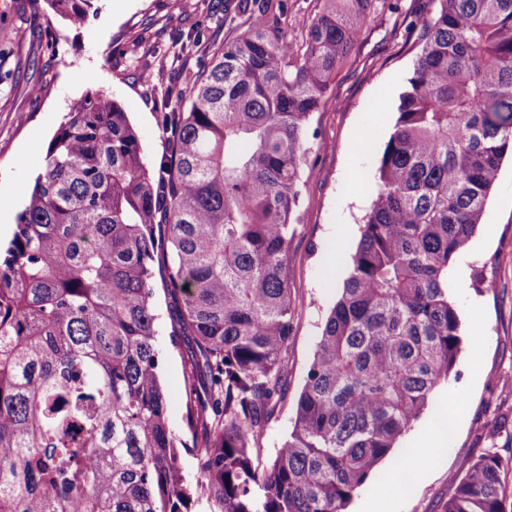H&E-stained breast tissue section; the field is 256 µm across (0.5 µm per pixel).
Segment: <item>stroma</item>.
Returning <instances> with one entry per match:
<instances>
[{
	"label": "stroma",
	"instance_id": "1",
	"mask_svg": "<svg viewBox=\"0 0 512 512\" xmlns=\"http://www.w3.org/2000/svg\"><path fill=\"white\" fill-rule=\"evenodd\" d=\"M225 0H96L83 25L53 16L46 0H0V241L12 237L16 216L41 173L47 146L71 107L99 93L119 102L144 151L166 152L160 105L177 70L197 71L213 46L235 38L241 17ZM433 0H376L368 23L308 126L309 152L288 274L297 316L288 350L287 392L261 441L269 462L291 430L303 378L321 327L355 252L376 188L382 151L397 119L399 97L418 52L420 21ZM201 28L194 55L178 60L172 29ZM464 282L451 296L462 322L452 373L435 393L438 408L464 402L465 417L445 452L405 490L395 512H444L454 492L449 474L464 475L486 451L512 457V155H506L476 234L453 261ZM487 277L494 290L479 284ZM162 383L171 398L172 428L186 434L188 349L171 345L170 310L156 299ZM479 354H472V347Z\"/></svg>",
	"mask_w": 512,
	"mask_h": 512
}]
</instances>
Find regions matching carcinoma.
Masks as SVG:
<instances>
[{
	"mask_svg": "<svg viewBox=\"0 0 512 512\" xmlns=\"http://www.w3.org/2000/svg\"><path fill=\"white\" fill-rule=\"evenodd\" d=\"M47 2L72 21L94 0ZM437 2L292 430L263 467L307 127L373 0H324L298 43L288 0H254L168 91L158 158L117 101L71 108L0 248V512H345L397 461L461 351L448 268L512 150V0ZM158 279L171 344L190 348L189 444L160 380ZM502 467L479 457L444 512H507Z\"/></svg>",
	"mask_w": 512,
	"mask_h": 512,
	"instance_id": "carcinoma-1",
	"label": "carcinoma"
}]
</instances>
